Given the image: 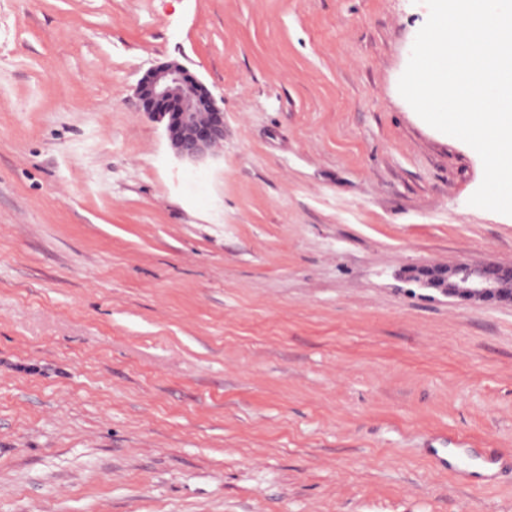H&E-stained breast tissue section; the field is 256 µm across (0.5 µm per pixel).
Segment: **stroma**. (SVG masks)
<instances>
[{
  "label": "stroma",
  "instance_id": "1",
  "mask_svg": "<svg viewBox=\"0 0 512 512\" xmlns=\"http://www.w3.org/2000/svg\"><path fill=\"white\" fill-rule=\"evenodd\" d=\"M428 16L0 0V512H512V306L400 276L512 264L399 93ZM168 61L224 108L197 168ZM141 112L165 121L175 155L193 166L224 146V110L206 86L176 61L163 63L137 87Z\"/></svg>",
  "mask_w": 512,
  "mask_h": 512
}]
</instances>
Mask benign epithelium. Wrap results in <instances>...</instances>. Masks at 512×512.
I'll return each instance as SVG.
<instances>
[{"mask_svg":"<svg viewBox=\"0 0 512 512\" xmlns=\"http://www.w3.org/2000/svg\"><path fill=\"white\" fill-rule=\"evenodd\" d=\"M141 111L165 122L175 155L198 166L224 146V110L206 86L176 61L163 63L137 87ZM405 279L464 302L512 305V266L460 261L413 266Z\"/></svg>","mask_w":512,"mask_h":512,"instance_id":"1","label":"benign epithelium"}]
</instances>
